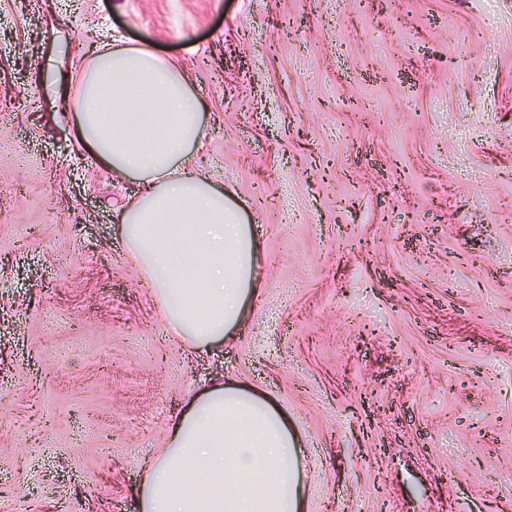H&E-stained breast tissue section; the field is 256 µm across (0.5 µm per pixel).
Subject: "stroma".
<instances>
[{
	"label": "stroma",
	"mask_w": 512,
	"mask_h": 512,
	"mask_svg": "<svg viewBox=\"0 0 512 512\" xmlns=\"http://www.w3.org/2000/svg\"><path fill=\"white\" fill-rule=\"evenodd\" d=\"M117 41L183 71L260 247L196 353L75 136ZM220 375L287 413L303 512H512V0H0V512H140Z\"/></svg>",
	"instance_id": "obj_1"
}]
</instances>
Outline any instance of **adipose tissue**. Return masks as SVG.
<instances>
[{
    "label": "adipose tissue",
    "instance_id": "obj_1",
    "mask_svg": "<svg viewBox=\"0 0 512 512\" xmlns=\"http://www.w3.org/2000/svg\"><path fill=\"white\" fill-rule=\"evenodd\" d=\"M76 135L102 168L143 182L119 233L172 335L199 350L222 340L258 294V249L233 196L189 171L203 142L200 103L173 62L146 46L96 53L82 72ZM301 448L288 417L227 381L171 421L147 453L141 512H302Z\"/></svg>",
    "mask_w": 512,
    "mask_h": 512
}]
</instances>
